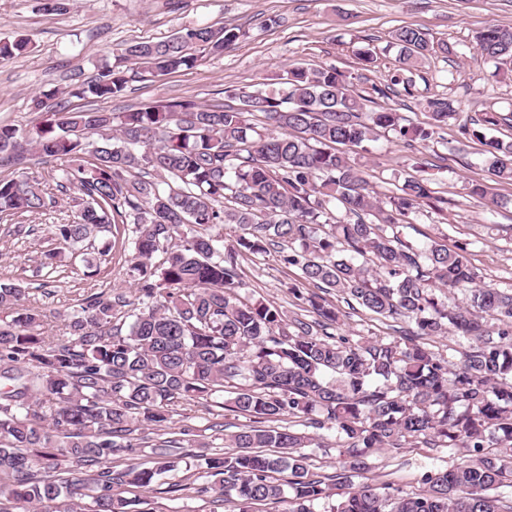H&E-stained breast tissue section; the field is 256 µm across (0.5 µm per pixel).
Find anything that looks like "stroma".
I'll return each instance as SVG.
<instances>
[{
    "instance_id": "1",
    "label": "stroma",
    "mask_w": 512,
    "mask_h": 512,
    "mask_svg": "<svg viewBox=\"0 0 512 512\" xmlns=\"http://www.w3.org/2000/svg\"><path fill=\"white\" fill-rule=\"evenodd\" d=\"M199 25L237 27L244 36L224 54L206 56L194 68L132 82L120 98L80 95L101 66L117 64L127 43L161 40ZM491 25L512 26V0H68L62 11L45 9L44 0H0V38L30 41L23 55L0 59V122L33 128L42 115L32 100L48 90L57 91L62 105L102 112L174 100L221 105L226 87L251 90L273 83L291 63L345 72L355 91L371 93L375 108L394 109L413 125L428 122L429 103L435 99L444 100L460 118L478 119L486 112L512 116V81L493 77V64L483 62L475 50L477 33ZM402 26L424 30L434 41L446 43L447 51L399 70L392 34ZM367 48L377 54L369 69L358 59ZM396 75L401 78L397 85L391 82ZM348 156L362 168L370 194L381 201L396 193L404 177L429 179L442 205L423 206L413 215L406 238H431L451 246L470 243V259L483 284L512 291V183L490 181L483 145L463 136L457 121L438 129L432 139L411 144L382 131L368 151L352 148ZM64 165L61 159L45 163L30 156L22 164L0 166V179L27 175L47 199L42 211L0 215V281L27 288L28 304L48 314L45 331L51 337L61 334L64 314L87 294L110 291L135 297L125 224L113 225L104 238L106 253L95 256L92 267L72 265L65 256L56 269L40 268L38 257L50 244V225L72 218L71 198L58 190L52 176ZM475 183L487 184L497 205L470 197ZM20 224L25 227L21 234L16 231ZM240 274L243 298L260 297L288 316L300 314L303 304L288 290L294 269L271 258L246 260ZM412 328L407 319H383L359 309L347 310L339 332L353 340L400 339ZM248 422L214 403L186 404L171 414L173 428L191 426L220 448L226 433ZM466 454L463 448L446 453L423 445L382 452L364 480L415 492L423 469L444 460L457 463ZM169 479L183 484V491L143 492L148 512H227L210 496L189 490L192 472L181 469Z\"/></svg>"
}]
</instances>
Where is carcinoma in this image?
<instances>
[{
    "instance_id": "cac0c4a2",
    "label": "carcinoma",
    "mask_w": 512,
    "mask_h": 512,
    "mask_svg": "<svg viewBox=\"0 0 512 512\" xmlns=\"http://www.w3.org/2000/svg\"><path fill=\"white\" fill-rule=\"evenodd\" d=\"M243 36L198 26L130 43L123 58L132 67H103L89 92L117 98L133 80L191 69ZM394 40L404 66L433 50L418 28L402 27ZM476 47L512 80L511 27L483 29ZM26 48L1 39L0 59ZM279 80L271 92L225 88L234 106L182 100L118 113L67 109L53 90L36 102L45 119L34 130L0 124V164L24 153L73 161L57 187L74 190V220L52 226L44 265L67 248L77 258V246L121 222L134 225L138 273L127 327L114 323L122 298L94 293L52 340L24 288L0 282V512H139L134 492L178 470L184 449L210 447L184 427L143 462L145 433L167 430L173 407L212 398L253 418L225 436L232 451L195 456L209 478L197 492L231 512L266 501L285 505L281 512H512V294L480 285L468 244L404 238L410 215L433 199L427 179L404 178L383 203L341 151H367L380 129L424 142L455 113L432 101L426 125H403L391 108L367 110L370 97L333 67L291 65ZM501 120L487 112L479 128L460 129L486 146L490 177L512 182V141L489 135ZM132 169L153 179L132 180ZM44 206L28 178L0 179V213ZM221 224L240 230L229 245L201 232ZM273 252L300 284L319 289L291 287L314 323L240 298L239 260ZM463 287L465 304L438 295ZM331 295L416 330L355 342L329 333L341 322ZM445 335L467 343L456 361L416 341ZM287 419L336 433L334 475L310 472L308 449L323 437L281 425ZM420 443L470 457L424 472L417 492L354 484L376 454ZM64 459L72 468H61Z\"/></svg>"
}]
</instances>
